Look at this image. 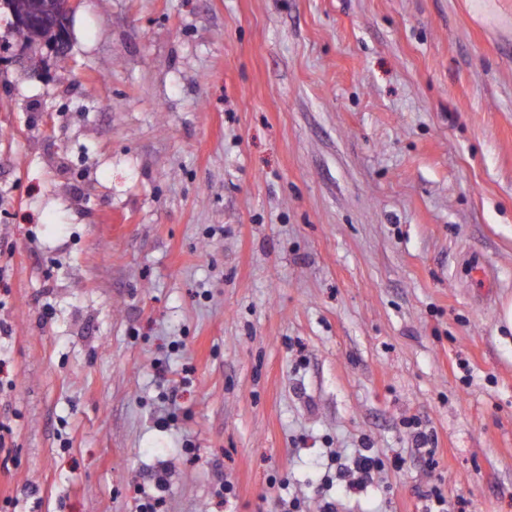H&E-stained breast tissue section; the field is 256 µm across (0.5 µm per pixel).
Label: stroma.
Wrapping results in <instances>:
<instances>
[{
  "mask_svg": "<svg viewBox=\"0 0 512 512\" xmlns=\"http://www.w3.org/2000/svg\"><path fill=\"white\" fill-rule=\"evenodd\" d=\"M70 30L0 11V512H512V0ZM383 461L376 455H367L361 453L355 462L354 469L340 472L339 477L348 488H361L371 475L373 470L381 467Z\"/></svg>",
  "mask_w": 512,
  "mask_h": 512,
  "instance_id": "35a3bbf8",
  "label": "stroma"
}]
</instances>
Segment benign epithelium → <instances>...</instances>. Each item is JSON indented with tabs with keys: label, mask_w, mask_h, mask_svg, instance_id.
<instances>
[{
	"label": "benign epithelium",
	"mask_w": 512,
	"mask_h": 512,
	"mask_svg": "<svg viewBox=\"0 0 512 512\" xmlns=\"http://www.w3.org/2000/svg\"><path fill=\"white\" fill-rule=\"evenodd\" d=\"M78 0H32L19 5L16 0H3L0 5L7 9L13 18L14 26L46 28L55 34L53 49L63 54L69 47V22Z\"/></svg>",
	"instance_id": "benign-epithelium-1"
}]
</instances>
